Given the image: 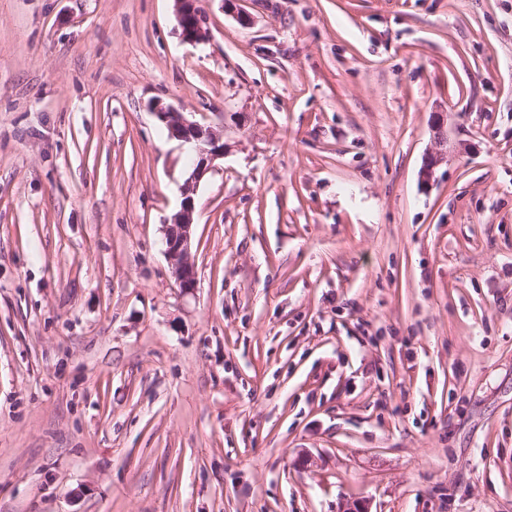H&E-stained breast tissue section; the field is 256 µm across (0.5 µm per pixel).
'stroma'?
I'll return each instance as SVG.
<instances>
[{"label": "stroma", "mask_w": 512, "mask_h": 512, "mask_svg": "<svg viewBox=\"0 0 512 512\" xmlns=\"http://www.w3.org/2000/svg\"><path fill=\"white\" fill-rule=\"evenodd\" d=\"M197 6L0 0V512H512V0ZM176 17L180 35L187 42L196 43L206 37L203 17L196 5V0H175ZM157 118L166 125L170 136L189 144L196 153L194 168L182 186L180 210L174 214L173 223L167 224L166 253L174 262L179 287L185 292L196 288V273L190 253V229L194 224V191L197 183L211 169L215 159L224 156V142L211 127L189 121L183 112L173 109H157Z\"/></svg>", "instance_id": "stroma-1"}]
</instances>
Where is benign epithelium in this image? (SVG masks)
Masks as SVG:
<instances>
[{
  "instance_id": "obj_1",
  "label": "benign epithelium",
  "mask_w": 512,
  "mask_h": 512,
  "mask_svg": "<svg viewBox=\"0 0 512 512\" xmlns=\"http://www.w3.org/2000/svg\"><path fill=\"white\" fill-rule=\"evenodd\" d=\"M176 17L180 35L187 42L196 43L206 37L203 17L196 0H175ZM157 118L166 125L170 136L190 145L196 153L194 168L182 186L180 210L174 214L173 223L166 229V253L174 262L179 287L185 292L196 288V273L190 253V229L194 221V191L197 183L211 169L215 159L224 156V142L215 132L173 109L160 108Z\"/></svg>"
}]
</instances>
